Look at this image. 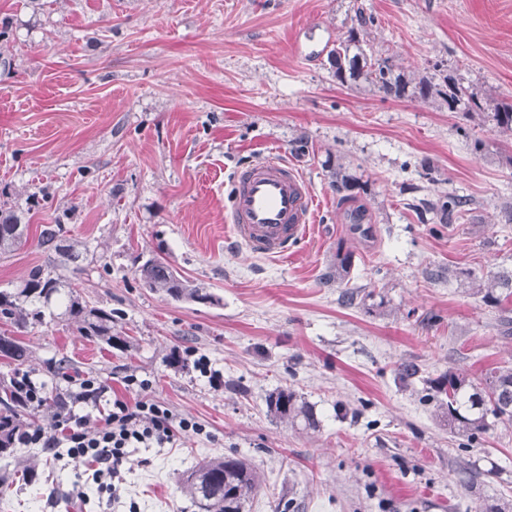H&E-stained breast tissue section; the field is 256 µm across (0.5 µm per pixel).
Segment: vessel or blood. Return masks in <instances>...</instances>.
Returning <instances> with one entry per match:
<instances>
[{"label":"vessel or blood","instance_id":"obj_1","mask_svg":"<svg viewBox=\"0 0 512 512\" xmlns=\"http://www.w3.org/2000/svg\"><path fill=\"white\" fill-rule=\"evenodd\" d=\"M312 206L309 184L298 170L281 160L253 163L232 179V235L253 254L282 256L303 238Z\"/></svg>","mask_w":512,"mask_h":512}]
</instances>
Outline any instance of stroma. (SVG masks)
Wrapping results in <instances>:
<instances>
[{
  "instance_id": "1",
  "label": "stroma",
  "mask_w": 512,
  "mask_h": 512,
  "mask_svg": "<svg viewBox=\"0 0 512 512\" xmlns=\"http://www.w3.org/2000/svg\"><path fill=\"white\" fill-rule=\"evenodd\" d=\"M0 0L14 60L0 72V189L42 186L27 248L0 258V289L42 263L43 225L71 213L68 235L91 255L87 300L112 308L127 348L62 323L23 333L29 376L77 390L87 377L134 401L124 378L205 425L170 448H132L112 499L86 465L51 448L27 464L0 512H198L179 480L206 456L258 470L248 512H477L512 502V425L460 447L435 410L448 371L471 379L512 366V329L474 285L512 270V137L439 96L393 100L339 85L327 54L357 12L364 37L414 78L444 64L484 97L512 100V0ZM274 157L315 197L308 234L266 259L236 246L225 221L231 176ZM359 178L371 220L349 223L337 172ZM466 196L463 218L424 201ZM349 255L365 300L339 305L327 273ZM165 261L218 296L177 302L141 285ZM184 355L169 365L170 350ZM67 358L68 380L48 362ZM418 365L416 377L398 367ZM296 392L314 414L276 419L266 399ZM477 472L473 487L461 469ZM86 498L78 500L76 489Z\"/></svg>"
}]
</instances>
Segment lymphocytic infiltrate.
<instances>
[{
    "instance_id": "obj_1",
    "label": "lymphocytic infiltrate",
    "mask_w": 512,
    "mask_h": 512,
    "mask_svg": "<svg viewBox=\"0 0 512 512\" xmlns=\"http://www.w3.org/2000/svg\"><path fill=\"white\" fill-rule=\"evenodd\" d=\"M205 431L198 421L178 416L161 403L144 399L131 403L116 397L99 421L69 410L54 432L28 428L19 431L14 442L22 448L65 449L71 459L94 465L95 478H108L107 488L115 495L123 481L128 449L164 448L178 435Z\"/></svg>"
}]
</instances>
